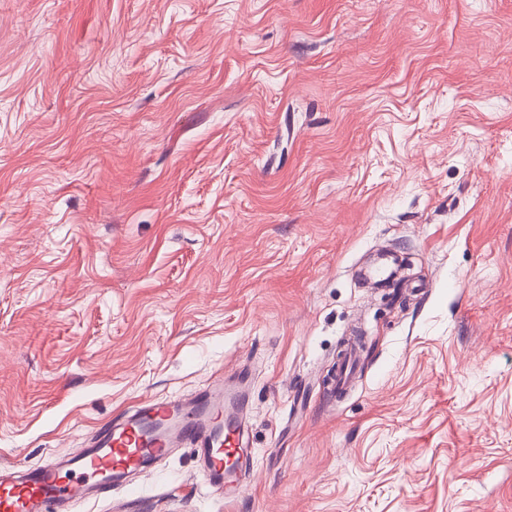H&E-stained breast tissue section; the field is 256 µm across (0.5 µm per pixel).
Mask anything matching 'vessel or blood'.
<instances>
[{"label":"vessel or blood","instance_id":"b4317fda","mask_svg":"<svg viewBox=\"0 0 512 512\" xmlns=\"http://www.w3.org/2000/svg\"><path fill=\"white\" fill-rule=\"evenodd\" d=\"M249 394L240 378L217 377L189 399L141 400L92 436L85 448L23 470L0 469V512H72L104 491L134 495V472L174 449L196 456L206 486L241 500L250 451L243 419Z\"/></svg>","mask_w":512,"mask_h":512}]
</instances>
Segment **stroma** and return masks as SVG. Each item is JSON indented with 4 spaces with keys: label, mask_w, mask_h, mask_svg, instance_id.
<instances>
[{
    "label": "stroma",
    "mask_w": 512,
    "mask_h": 512,
    "mask_svg": "<svg viewBox=\"0 0 512 512\" xmlns=\"http://www.w3.org/2000/svg\"><path fill=\"white\" fill-rule=\"evenodd\" d=\"M241 369L245 498L76 512H512V0H0V465Z\"/></svg>",
    "instance_id": "obj_1"
}]
</instances>
